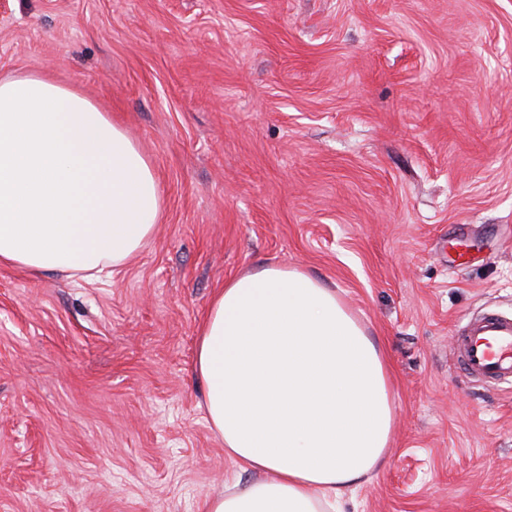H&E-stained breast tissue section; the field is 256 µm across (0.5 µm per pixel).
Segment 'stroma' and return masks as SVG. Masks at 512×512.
I'll use <instances>...</instances> for the list:
<instances>
[{
    "instance_id": "35a3bbf8",
    "label": "stroma",
    "mask_w": 512,
    "mask_h": 512,
    "mask_svg": "<svg viewBox=\"0 0 512 512\" xmlns=\"http://www.w3.org/2000/svg\"><path fill=\"white\" fill-rule=\"evenodd\" d=\"M22 72L119 120L164 207L98 280L0 266V512L220 491L198 330L270 265L334 289L388 362L393 437L345 512H512V388L453 356L469 317L512 313V0H0V79Z\"/></svg>"
}]
</instances>
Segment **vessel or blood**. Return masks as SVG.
Segmentation results:
<instances>
[{"instance_id":"b4317fda","label":"vessel or blood","mask_w":512,"mask_h":512,"mask_svg":"<svg viewBox=\"0 0 512 512\" xmlns=\"http://www.w3.org/2000/svg\"><path fill=\"white\" fill-rule=\"evenodd\" d=\"M464 372L478 381L512 383V315L468 320L454 338Z\"/></svg>"}]
</instances>
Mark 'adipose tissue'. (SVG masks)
<instances>
[{
    "mask_svg": "<svg viewBox=\"0 0 512 512\" xmlns=\"http://www.w3.org/2000/svg\"><path fill=\"white\" fill-rule=\"evenodd\" d=\"M162 206L145 155L87 95L35 73L0 80V265L96 278L149 242ZM195 367L235 466L200 512H343L385 458L393 401L381 348L304 271L227 281Z\"/></svg>",
    "mask_w": 512,
    "mask_h": 512,
    "instance_id": "ef3b65f1",
    "label": "adipose tissue"
}]
</instances>
